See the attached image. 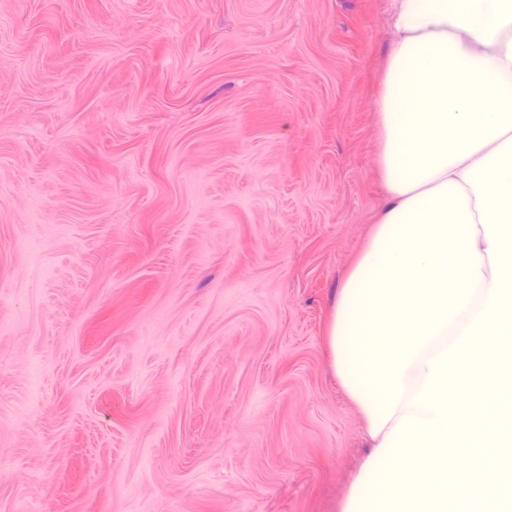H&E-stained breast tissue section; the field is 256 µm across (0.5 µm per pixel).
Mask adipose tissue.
<instances>
[{"instance_id": "obj_1", "label": "adipose tissue", "mask_w": 512, "mask_h": 512, "mask_svg": "<svg viewBox=\"0 0 512 512\" xmlns=\"http://www.w3.org/2000/svg\"><path fill=\"white\" fill-rule=\"evenodd\" d=\"M390 10L387 203L329 327L373 446L343 512H512V0ZM464 448L498 481L449 472Z\"/></svg>"}]
</instances>
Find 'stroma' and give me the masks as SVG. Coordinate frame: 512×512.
I'll return each mask as SVG.
<instances>
[{
    "mask_svg": "<svg viewBox=\"0 0 512 512\" xmlns=\"http://www.w3.org/2000/svg\"><path fill=\"white\" fill-rule=\"evenodd\" d=\"M392 39L388 0H0V512H341Z\"/></svg>",
    "mask_w": 512,
    "mask_h": 512,
    "instance_id": "stroma-1",
    "label": "stroma"
}]
</instances>
